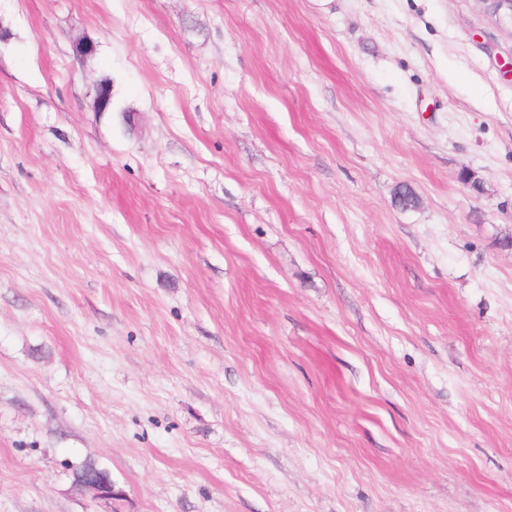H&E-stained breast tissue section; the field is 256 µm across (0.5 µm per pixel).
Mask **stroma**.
<instances>
[{
  "label": "stroma",
  "mask_w": 512,
  "mask_h": 512,
  "mask_svg": "<svg viewBox=\"0 0 512 512\" xmlns=\"http://www.w3.org/2000/svg\"><path fill=\"white\" fill-rule=\"evenodd\" d=\"M511 55L487 0H0V512H512ZM73 485L93 500H102L110 504L121 500L122 491L117 490L112 477L103 470L90 471L75 477Z\"/></svg>",
  "instance_id": "obj_1"
}]
</instances>
